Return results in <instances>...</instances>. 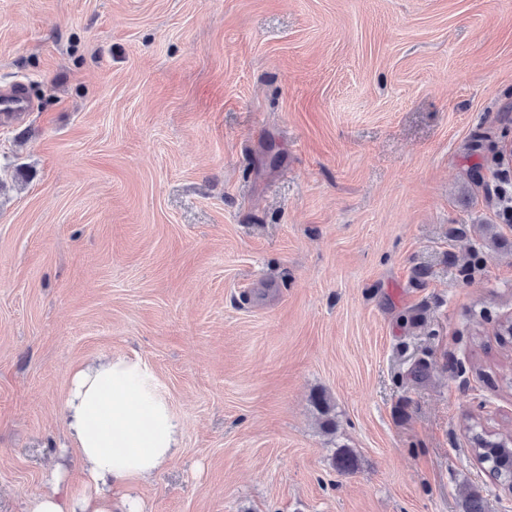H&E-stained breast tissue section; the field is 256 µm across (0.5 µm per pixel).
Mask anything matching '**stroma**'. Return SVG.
I'll use <instances>...</instances> for the list:
<instances>
[{"instance_id":"obj_1","label":"stroma","mask_w":512,"mask_h":512,"mask_svg":"<svg viewBox=\"0 0 512 512\" xmlns=\"http://www.w3.org/2000/svg\"><path fill=\"white\" fill-rule=\"evenodd\" d=\"M15 80L0 512L78 473L72 374L127 356L181 425L146 512H512L473 453L512 427V225L471 149L512 145V0H0Z\"/></svg>"}]
</instances>
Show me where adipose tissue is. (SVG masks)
<instances>
[{
    "instance_id": "obj_1",
    "label": "adipose tissue",
    "mask_w": 512,
    "mask_h": 512,
    "mask_svg": "<svg viewBox=\"0 0 512 512\" xmlns=\"http://www.w3.org/2000/svg\"><path fill=\"white\" fill-rule=\"evenodd\" d=\"M72 379L70 442L83 462L80 480L53 471L28 512H144L132 488L174 455L176 415L140 359L119 357Z\"/></svg>"
}]
</instances>
